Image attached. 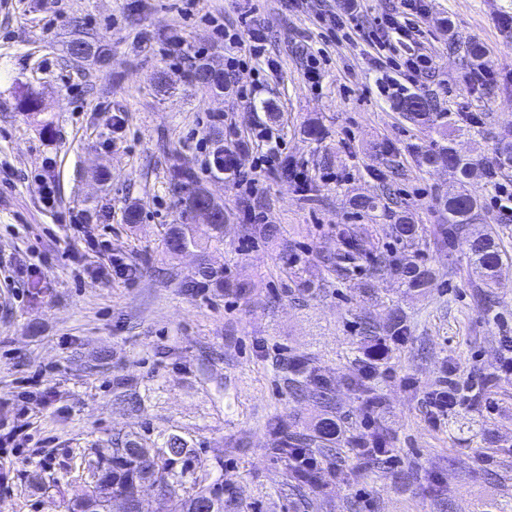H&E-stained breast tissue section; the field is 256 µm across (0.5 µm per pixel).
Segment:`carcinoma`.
Returning a JSON list of instances; mask_svg holds the SVG:
<instances>
[{
  "label": "carcinoma",
  "mask_w": 512,
  "mask_h": 512,
  "mask_svg": "<svg viewBox=\"0 0 512 512\" xmlns=\"http://www.w3.org/2000/svg\"><path fill=\"white\" fill-rule=\"evenodd\" d=\"M83 22L78 17L71 18L74 36L67 48L75 44L85 46L87 58L102 61L108 49L100 42L84 37ZM191 83L206 88L214 93H224V72L213 70L204 57L198 58L191 75ZM398 106L405 112V118L430 126L438 125L443 113L434 111L431 100L416 93H408L400 98ZM441 141H433L424 149L416 152V163L421 168H446L456 176L460 190L439 201L442 221L446 227L442 234H458L468 230L474 223L480 209L478 198L467 188L466 179L474 167L472 160L457 154L448 142V130L440 129ZM493 168L512 167V136H502L495 148ZM171 178L180 187L182 196L179 204L191 215L202 202L196 172L187 164L173 166ZM244 235H260L266 239L280 236V229L274 224H249L243 228ZM392 232L397 240L409 246L418 245L425 236L422 224L415 223L411 217L402 214L392 225ZM342 238L350 248L348 259H357L359 253L360 231L348 228L342 231ZM224 241V207L218 208V218L206 228L200 230L194 224H169L165 229L163 244L170 253L180 252L190 247L205 252L208 245ZM470 264L480 276L485 287L493 284L497 271L503 262L509 259V253L500 240L492 233H483L472 237L470 244ZM373 263L381 270L388 271L408 292L421 293L431 287L434 273L431 269L415 262H401L389 259L381 253L373 257ZM288 279L303 293H313L321 285L303 276V271L293 267L287 268ZM187 290L199 288L206 290L216 288L224 290V269L211 266L201 260L192 277L182 284ZM363 336L364 353L359 362L363 367L373 366V361L384 356L381 333L400 339L408 332L406 320L398 310L388 317L386 326L378 325L374 320L364 317L359 322ZM288 374V388L296 397L311 398L325 413L312 426L298 428L285 420L274 417L268 421L269 431L279 437V443L272 453L286 460L299 448H315L323 458L336 456V449L352 447L354 441L365 439L375 448H386L390 436L385 425H380L369 433L358 437L347 433L344 422L333 415V395L331 384L321 373L315 360L309 357L296 358L285 368ZM348 387L365 402V410L371 414L381 407L382 395L371 384L370 376L358 374L351 378ZM112 451L108 455L98 452L82 456V464L88 471L90 485L88 491L72 498L68 503V512H105L110 500L123 496L128 502L130 512H146L142 500L138 497L139 488L144 483L159 486L173 499V512H240L236 499L226 494L224 480L211 478L203 470L194 478L190 491L179 493L184 478L193 468L196 458L194 444L186 436L170 433L158 446L146 447L142 438L135 433H116L112 436ZM292 487L312 486L319 481L315 471H291L289 475Z\"/></svg>",
  "instance_id": "carcinoma-1"
}]
</instances>
